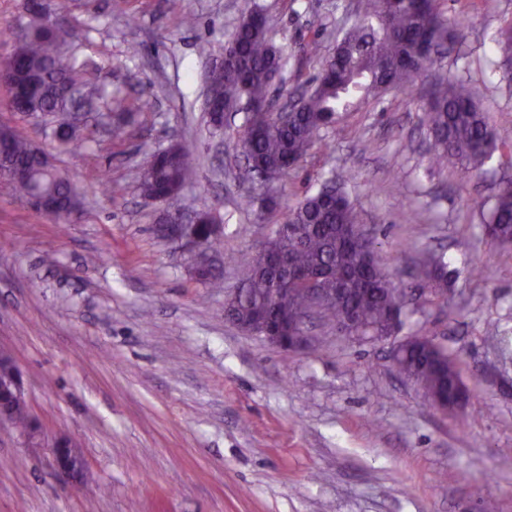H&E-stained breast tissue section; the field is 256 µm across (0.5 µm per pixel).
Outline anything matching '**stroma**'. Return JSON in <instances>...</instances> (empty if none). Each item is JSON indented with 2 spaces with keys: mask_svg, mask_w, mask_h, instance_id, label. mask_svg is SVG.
Instances as JSON below:
<instances>
[{
  "mask_svg": "<svg viewBox=\"0 0 512 512\" xmlns=\"http://www.w3.org/2000/svg\"><path fill=\"white\" fill-rule=\"evenodd\" d=\"M355 3L51 0L80 31L77 55L97 82L121 87L141 110L130 138L100 133L61 148L0 87V126L41 146L83 196L77 219L61 224L0 179V351L21 371L42 436L32 448L0 424V512H512V364L489 339L512 337V248L487 244L480 207L512 180V153L496 150L467 178L432 169L421 78L344 113L323 133L329 150L313 148L277 183L278 207L266 214L247 201L240 119L218 132L208 122L207 72L242 14L264 10L293 90L319 68L303 47L315 40L330 54L357 19ZM443 9L466 25L435 72L476 85L512 143V80L494 51L512 0H443ZM186 14L193 26L182 25ZM177 140L196 146L186 185L174 200L149 201L140 153ZM345 170L344 192L395 281L413 285L423 248L448 257L447 304L423 305L405 330L464 360L475 399L459 415L425 402L389 341L313 320L309 345L288 352L224 316L237 262L307 190ZM173 209H204L223 225L219 280L196 279L177 246L156 237ZM61 438L83 452L80 483L51 465Z\"/></svg>",
  "mask_w": 512,
  "mask_h": 512,
  "instance_id": "1",
  "label": "stroma"
}]
</instances>
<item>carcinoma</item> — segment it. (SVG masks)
<instances>
[{
	"label": "carcinoma",
	"instance_id": "carcinoma-1",
	"mask_svg": "<svg viewBox=\"0 0 512 512\" xmlns=\"http://www.w3.org/2000/svg\"><path fill=\"white\" fill-rule=\"evenodd\" d=\"M360 20L336 41L334 53L320 60V71L310 89L298 98L291 120L283 124L272 112L270 98L275 75H283L288 56L273 45L262 9L243 15L224 47V70L209 84L211 111L243 114L238 130L240 148L249 159L247 174L260 192L266 173L285 176L317 144L328 147L322 131L336 123L339 113L377 99L389 88L409 90L415 78L428 72L437 57L424 56L431 46L454 43L459 19H449L440 0H360ZM25 33L13 42L17 62L15 79L34 86L27 116L51 129L61 145H77L75 133H66L60 117L84 105L102 103L114 120L113 133L126 135L128 116L139 109L128 96L105 94L91 78L87 62L79 60L74 40L78 32L64 24H49L40 13L29 14ZM503 66L512 62V22L494 39ZM424 112L429 135V160L438 170L453 166L468 176L480 169L498 149L471 84L456 75H439L428 83ZM9 139L15 159L28 170L25 181L13 183L27 199L56 205L55 217L82 208L73 183L56 168L42 167L31 142L0 128ZM195 152L193 144L176 142L169 150L146 154L139 172L142 194L166 197L181 187V176ZM349 172L334 178L335 197L326 200L324 189L308 192L289 210L282 231L269 235L263 252L238 265V293L227 319L239 329L260 320L291 322L310 313L326 326H339L349 313L356 316L366 336H397L400 371L414 379L428 402L452 396L462 383L459 357L426 334L402 335L410 307L407 291L392 287V280L374 257V241L358 229L355 211L344 194ZM483 235L491 244L512 242V185L501 188L489 202ZM419 274L429 294L447 300L448 261L437 251L422 252ZM327 288L335 300L315 308L310 289ZM17 373L9 357L0 359V406L24 433L36 436L26 405L7 388Z\"/></svg>",
	"mask_w": 512,
	"mask_h": 512
}]
</instances>
